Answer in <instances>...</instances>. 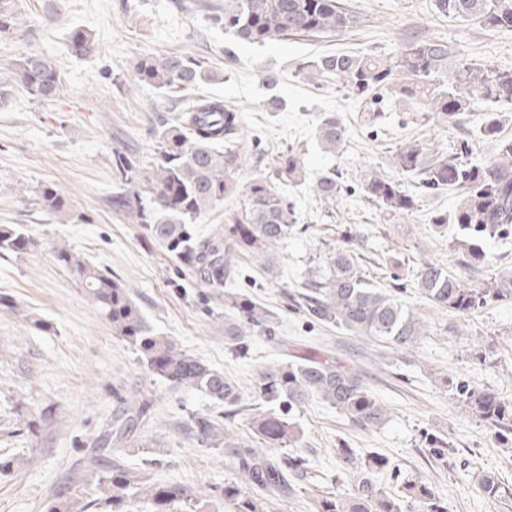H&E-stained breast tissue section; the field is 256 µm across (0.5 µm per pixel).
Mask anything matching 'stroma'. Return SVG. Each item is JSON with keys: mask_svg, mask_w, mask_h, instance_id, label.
<instances>
[{"mask_svg": "<svg viewBox=\"0 0 512 512\" xmlns=\"http://www.w3.org/2000/svg\"><path fill=\"white\" fill-rule=\"evenodd\" d=\"M363 16L360 27L313 40L249 44L235 40L211 15L224 0H15L22 23L0 38V81L23 54L37 51L61 74L60 98L41 101L11 88L0 100V224L34 238L25 254L0 252V512H46L66 495L85 504L97 472L88 457L94 438L112 422L120 400L135 392L152 396L156 435L138 433L112 443L105 460L141 473L147 484L178 483L217 512H234L222 491L237 475L235 461L193 437L192 413H223L198 392H185L152 375L137 351L113 336L79 278L53 259L64 244L129 288L142 314L190 356L234 380L243 395L253 390L259 365L300 357L337 362L362 371L388 409L386 421L365 429L319 399L294 415L300 427L304 471L290 476L287 491L263 494L265 512H315L326 496H350L353 473L337 456L340 447L376 455L387 468L373 473L378 488H400L404 478L427 479L448 512H512V497L492 498L478 485L492 476L512 485V443L493 440L486 424L454 398L465 380L512 403V300L461 316L433 306L419 292L422 262L447 264L472 288L501 269L512 270V238L483 245V263L465 266L453 248L458 191L418 192L417 207L391 217L361 189L366 171L390 172L400 143L421 142L441 154L455 152L458 132L429 119L425 104L385 98L374 109L335 79L313 84L303 62L328 53L395 55L415 37L444 38L453 54L512 68V32H492L474 22L436 13L431 0H348ZM84 28L91 52L73 56L68 33ZM181 52L203 65L207 77L192 92L161 90L134 79L136 62L148 55ZM212 96L238 110L251 137L239 149L248 162L239 185L272 173L280 153L299 152L301 179L275 180L295 203L300 226L278 244V264L262 270L245 252L234 257L235 292L263 301L276 337L252 336L247 357L235 356L224 335L234 312L223 295L196 281L157 245L145 225L119 213L112 199L122 189L114 155L137 156L150 169L155 130L172 123L187 95ZM334 117L346 127L341 154L325 152L317 129ZM340 175L335 200L315 194L320 175ZM57 185L66 205L52 212L38 200L41 184ZM343 246L360 256L367 280L378 288L401 282V300L423 318L427 334L397 351L345 329L308 321L291 308L294 285L306 277L312 254ZM454 449L451 465L428 451L429 437Z\"/></svg>", "mask_w": 512, "mask_h": 512, "instance_id": "1", "label": "stroma"}]
</instances>
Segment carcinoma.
<instances>
[{"label":"carcinoma","mask_w":512,"mask_h":512,"mask_svg":"<svg viewBox=\"0 0 512 512\" xmlns=\"http://www.w3.org/2000/svg\"><path fill=\"white\" fill-rule=\"evenodd\" d=\"M438 13L450 18L477 19L489 30L512 32V0H434ZM224 31L240 42L263 44L288 38H316L357 26L360 14L346 0H224V14L216 16ZM18 25L13 0H0V37ZM69 50L76 57L91 52L89 34L71 32ZM309 81L325 75L360 95L390 91L404 99L427 103L431 119L450 124L461 132L460 151L445 157L427 153L413 140L400 144L391 156V166L415 179L419 187L437 192L461 190L462 200L454 215L459 235L454 248L464 257L485 260L481 242L512 235V139L498 138V124L487 119L480 135L497 139L494 160L485 166L467 162L472 155V130L464 115L487 102L512 104V69L495 68L480 60L458 57L448 45L431 38L408 42L396 58L382 59L345 53L327 54L300 67ZM136 78L159 88L187 90L205 78L201 64L182 53L140 59ZM10 82L30 96L44 101L59 98L64 91L56 66L39 52H28L15 63ZM245 133L240 113L220 98L188 97L176 117V125L158 133L157 156L151 172L139 176L136 163L125 154L115 157L127 189L117 193L112 203L134 224H144L152 239L187 267L206 288H224L231 273V252L249 253L264 269L275 267L269 252L297 230V214L288 199L272 186L270 177L260 176L239 188L236 174L246 161L237 148ZM319 138L324 149L336 152L346 142V129L333 117L322 120ZM302 169L300 155L286 151L277 172L292 177ZM313 187L325 199L339 196L336 175L318 178ZM368 200L392 216L415 208L416 196L404 182L377 171L364 175L361 185ZM243 190L245 208L230 214L220 232L198 238L193 224L224 199ZM43 206L57 211L65 197L53 185L39 192ZM35 241L22 229L0 225V251L26 253ZM56 263L75 273L98 311L112 327V335L128 341L139 353L149 372L185 391H196L217 404L237 405L236 383L178 348L171 338L157 332L145 320L130 291L104 270L86 262L64 247L54 249ZM325 270L315 269L307 277L302 294L309 319L343 327L403 350L425 336L423 320L399 299L397 293L373 287L362 275L357 254L343 247L327 253ZM417 287L433 304L460 315L472 314L492 302L512 299V270L498 275L483 288H469L448 271V266L425 261L416 273ZM237 323L224 328L235 351L247 354V332L275 335L271 313L244 293L230 294ZM456 400L498 433L512 435V404L500 402L492 393L466 381L456 385ZM318 398L368 428L381 425L387 409L364 383L355 369L340 364L303 358L298 362L264 365L258 370L253 391L256 402L251 425L263 449L232 442L224 433V422L212 414L195 413L190 432L210 447L237 458L238 477L224 483V499L234 512H262L255 491H271L287 486L283 471L268 455L299 440L297 425L276 412L272 405L288 402L300 407ZM153 401L122 400V411L113 424L98 436L107 445L127 438L144 423ZM430 452L450 464L453 449L437 437L428 440ZM344 466L360 474L356 491L348 497L320 499L316 512H446L434 489L423 479L405 483V493L391 495L372 484L369 474L384 466L377 458H361L349 448L338 449ZM483 491L494 497L511 496L512 488L484 477ZM96 491L112 504V512H122L129 499L144 500L146 512H170L176 502L189 495L180 484L144 487L139 474L120 465L98 477Z\"/></svg>","instance_id":"carcinoma-1"}]
</instances>
